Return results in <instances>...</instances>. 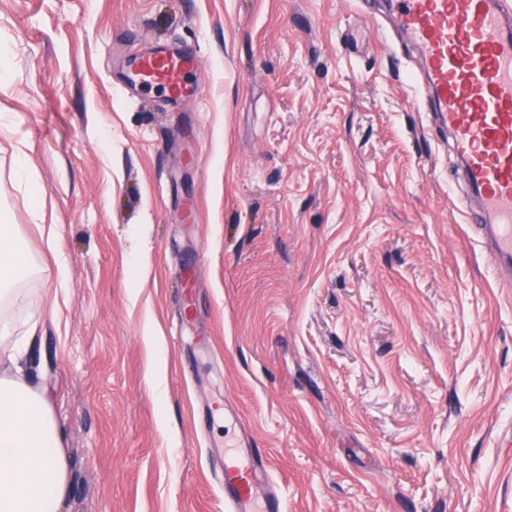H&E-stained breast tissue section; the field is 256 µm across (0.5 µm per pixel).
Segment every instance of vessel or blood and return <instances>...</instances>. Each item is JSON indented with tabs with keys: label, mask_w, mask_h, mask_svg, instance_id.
<instances>
[{
	"label": "vessel or blood",
	"mask_w": 512,
	"mask_h": 512,
	"mask_svg": "<svg viewBox=\"0 0 512 512\" xmlns=\"http://www.w3.org/2000/svg\"><path fill=\"white\" fill-rule=\"evenodd\" d=\"M398 24L421 52L424 73L460 173L478 197L468 215L496 268L512 270V14L500 0H392ZM199 68L185 48L152 46L130 63L128 88L160 89L170 107L200 97ZM224 455L226 512H284L272 462L250 441Z\"/></svg>",
	"instance_id": "b4317fda"
}]
</instances>
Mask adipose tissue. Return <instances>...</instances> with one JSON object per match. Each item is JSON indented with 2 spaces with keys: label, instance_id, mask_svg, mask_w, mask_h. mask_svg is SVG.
Returning a JSON list of instances; mask_svg holds the SVG:
<instances>
[{
  "label": "adipose tissue",
  "instance_id": "obj_1",
  "mask_svg": "<svg viewBox=\"0 0 512 512\" xmlns=\"http://www.w3.org/2000/svg\"><path fill=\"white\" fill-rule=\"evenodd\" d=\"M34 269L11 225L0 226V342H10L9 367L0 368V512H61L69 492L64 431L44 392L24 380L23 360L38 331L17 332L8 315L23 305Z\"/></svg>",
  "mask_w": 512,
  "mask_h": 512
}]
</instances>
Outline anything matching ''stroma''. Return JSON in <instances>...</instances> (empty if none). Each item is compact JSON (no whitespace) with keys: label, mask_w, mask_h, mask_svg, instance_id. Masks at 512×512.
<instances>
[{"label":"stroma","mask_w":512,"mask_h":512,"mask_svg":"<svg viewBox=\"0 0 512 512\" xmlns=\"http://www.w3.org/2000/svg\"><path fill=\"white\" fill-rule=\"evenodd\" d=\"M153 43L203 97L123 87ZM0 116L63 512H224L243 429L284 512H512V275L390 0H0Z\"/></svg>","instance_id":"35a3bbf8"}]
</instances>
